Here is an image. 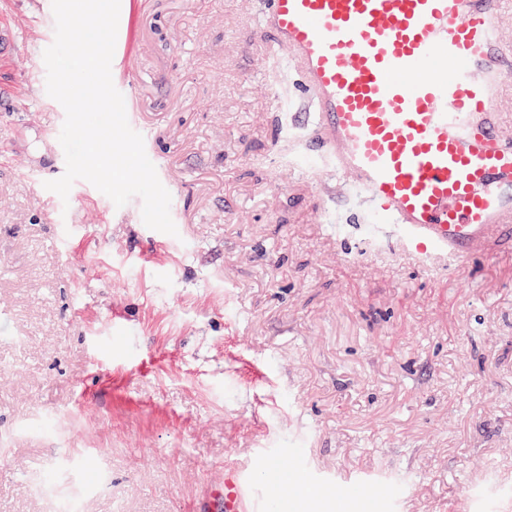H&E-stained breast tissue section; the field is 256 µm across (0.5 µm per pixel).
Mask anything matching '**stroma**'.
<instances>
[{
	"mask_svg": "<svg viewBox=\"0 0 512 512\" xmlns=\"http://www.w3.org/2000/svg\"><path fill=\"white\" fill-rule=\"evenodd\" d=\"M266 4L120 0L113 78L172 236L137 196L49 203L52 0H0V512H198L228 466L265 491L269 458L310 480L278 512H512V256L426 270L367 238ZM88 454L92 489L45 490Z\"/></svg>",
	"mask_w": 512,
	"mask_h": 512,
	"instance_id": "1",
	"label": "stroma"
}]
</instances>
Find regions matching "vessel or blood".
I'll use <instances>...</instances> for the list:
<instances>
[{"label":"vessel or blood","mask_w":512,"mask_h":512,"mask_svg":"<svg viewBox=\"0 0 512 512\" xmlns=\"http://www.w3.org/2000/svg\"><path fill=\"white\" fill-rule=\"evenodd\" d=\"M502 0H268L260 37L317 93L314 122L339 177L420 261L512 247V140L494 104L512 80ZM248 474L224 470V512Z\"/></svg>","instance_id":"b4317fda"}]
</instances>
